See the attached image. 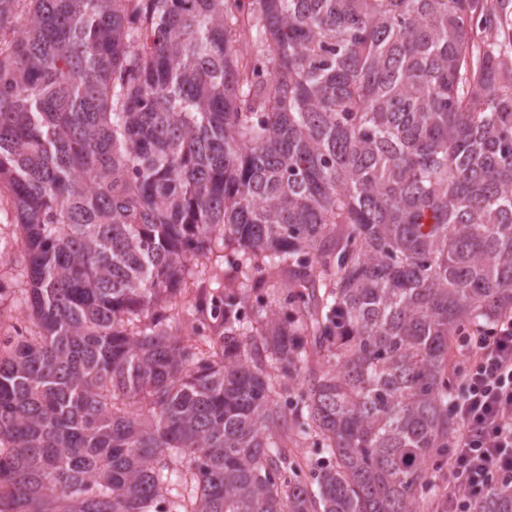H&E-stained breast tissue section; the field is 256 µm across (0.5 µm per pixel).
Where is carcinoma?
<instances>
[{
	"mask_svg": "<svg viewBox=\"0 0 512 512\" xmlns=\"http://www.w3.org/2000/svg\"><path fill=\"white\" fill-rule=\"evenodd\" d=\"M4 184L0 512H419L448 348L512 310V0H0ZM218 247L192 353L162 303ZM0 283L7 289L0 295V336H17L18 330L25 335L31 329L21 313L24 304L26 278L24 241L13 220V203L7 189L0 190ZM317 442L314 432L297 438L293 437L292 441L288 442V448H291L292 453L296 456L306 474L309 473V469L320 456L321 448H318L320 446Z\"/></svg>",
	"mask_w": 512,
	"mask_h": 512,
	"instance_id": "cac0c4a2",
	"label": "carcinoma"
}]
</instances>
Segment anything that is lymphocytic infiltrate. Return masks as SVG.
<instances>
[{
    "instance_id": "1",
    "label": "lymphocytic infiltrate",
    "mask_w": 512,
    "mask_h": 512,
    "mask_svg": "<svg viewBox=\"0 0 512 512\" xmlns=\"http://www.w3.org/2000/svg\"><path fill=\"white\" fill-rule=\"evenodd\" d=\"M464 371L448 439V512H470L496 481L512 483V313L465 347Z\"/></svg>"
}]
</instances>
